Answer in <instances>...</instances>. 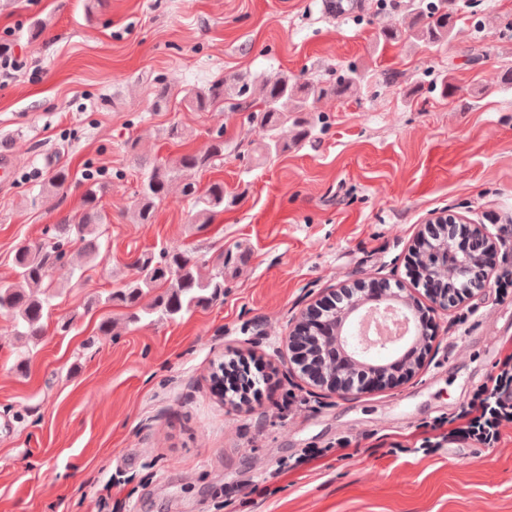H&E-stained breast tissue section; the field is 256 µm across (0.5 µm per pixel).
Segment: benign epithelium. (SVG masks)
Returning a JSON list of instances; mask_svg holds the SVG:
<instances>
[{
	"label": "benign epithelium",
	"mask_w": 512,
	"mask_h": 512,
	"mask_svg": "<svg viewBox=\"0 0 512 512\" xmlns=\"http://www.w3.org/2000/svg\"><path fill=\"white\" fill-rule=\"evenodd\" d=\"M428 228L430 232L415 240L414 260L423 279L437 285L431 296L432 305L422 308L412 295L389 293L372 280L356 283V291L362 296L350 302L347 308L337 310L338 323L329 326L325 333L312 325L310 315L302 316L289 331L288 347L292 351V363L308 385L351 394L363 393L389 380L393 364L374 358L362 340L352 331H344L346 323L366 305L392 303L414 318L419 315L428 318L439 310H448L490 281V272L483 265L482 257L484 252L495 248V243L484 226L479 224L471 229L477 249L464 254L454 247L455 220L450 218L446 224H430ZM358 368L371 371L370 379L357 380Z\"/></svg>",
	"instance_id": "benign-epithelium-1"
}]
</instances>
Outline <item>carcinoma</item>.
Segmentation results:
<instances>
[{
    "label": "carcinoma",
    "instance_id": "cac0c4a2",
    "mask_svg": "<svg viewBox=\"0 0 512 512\" xmlns=\"http://www.w3.org/2000/svg\"><path fill=\"white\" fill-rule=\"evenodd\" d=\"M331 12L337 16L361 11V0H330ZM456 27L449 0H419L410 9V21L390 24L381 31L387 43L410 42L427 48L448 42ZM364 75L355 66L333 84L303 80L281 73L264 81L260 88L247 75L231 80L217 79L205 88L182 90L181 101L195 112H222L224 104L233 102L249 109V120L262 134L256 151L270 155L285 153L308 140L314 130L311 112L315 104L326 98H345L359 93ZM174 97L171 85L158 83L154 104L165 108ZM291 128V138L282 136V128ZM134 166L142 172L133 216L139 224H151L157 206L166 198L169 186L184 171H206L224 160V136L217 131L203 153H185L175 159H150L139 143H130ZM109 186L88 183L82 195V210L75 217H65L47 231L39 242L22 243L13 251L14 281L0 285V312L13 316L14 335L18 341L37 343L43 337L44 322L50 316L55 290L52 271L67 263L68 248L76 240L83 245L84 255L92 260L101 247L102 226L106 223L102 200ZM182 195L192 206L195 224H211L224 211L227 202L224 182L213 181L203 188L193 182L183 185ZM135 274L111 289L105 299L132 310L129 318L174 319L198 307L207 306L224 295V257L212 266L207 276L200 275L199 261L187 252L162 246L142 253L134 262ZM162 292L146 306L143 298L156 289Z\"/></svg>",
    "mask_w": 512,
    "mask_h": 512
}]
</instances>
